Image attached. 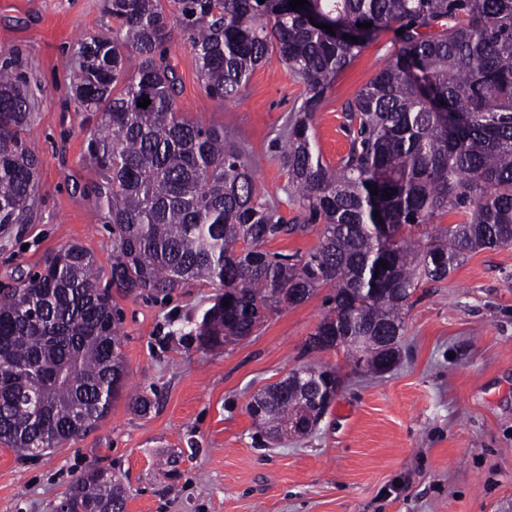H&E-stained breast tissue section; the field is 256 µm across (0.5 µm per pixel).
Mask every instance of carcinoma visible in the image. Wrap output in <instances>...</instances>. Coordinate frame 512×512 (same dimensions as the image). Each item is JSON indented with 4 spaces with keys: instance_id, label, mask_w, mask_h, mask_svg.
Segmentation results:
<instances>
[{
    "instance_id": "cac0c4a2",
    "label": "carcinoma",
    "mask_w": 512,
    "mask_h": 512,
    "mask_svg": "<svg viewBox=\"0 0 512 512\" xmlns=\"http://www.w3.org/2000/svg\"><path fill=\"white\" fill-rule=\"evenodd\" d=\"M173 3L168 14L161 0H103L115 26L80 44L73 98L96 115L87 154L100 176L95 210L115 227L110 279L101 285L94 256L72 243L0 293V444L17 453L87 434L120 398L127 371L115 294L220 288L194 330L202 348L220 350L251 336L267 312L330 286L315 335L347 337V360L377 375L399 356L420 285L446 279L471 253L512 245V0H307L296 11L289 0ZM175 27L215 101L237 98L273 58L304 83L282 159L308 220L322 225L306 258L263 249L307 226L259 202L258 161L224 127L178 112L167 59ZM401 28L394 58L345 108L348 152L324 162L313 112L365 45ZM144 97L151 104L141 108ZM31 117L21 81L1 65L3 239L34 216L39 160L23 138ZM447 213L462 220L424 242L406 237ZM253 401L262 410L253 420L272 437L288 418L320 413L289 377ZM62 500L69 512H125L120 483L94 467Z\"/></svg>"
}]
</instances>
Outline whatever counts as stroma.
Here are the masks:
<instances>
[{
  "mask_svg": "<svg viewBox=\"0 0 512 512\" xmlns=\"http://www.w3.org/2000/svg\"><path fill=\"white\" fill-rule=\"evenodd\" d=\"M112 26L101 0H0V63L31 94L24 139L42 161L37 217L0 249V288L71 243L110 273L114 236L94 209L98 174L86 158L96 118L76 110L70 85L80 41ZM397 48L393 31L382 32L337 75L311 121L324 162L348 151L344 109ZM168 53L180 114L226 125L260 160L262 202L303 223L282 160L303 82L274 60L220 106L181 33ZM216 293L194 284L158 299L115 296L126 397L93 431L39 457L0 444V512H51L90 467L120 480L125 512H512V245L473 253L447 279L423 284L409 301L399 359L377 379L343 350L305 349L333 288L268 313L239 344L206 351L192 330ZM310 366L336 369L334 401L307 433L268 440L249 402ZM135 393L151 398L148 412L129 403Z\"/></svg>",
  "mask_w": 512,
  "mask_h": 512,
  "instance_id": "obj_1",
  "label": "stroma"
}]
</instances>
